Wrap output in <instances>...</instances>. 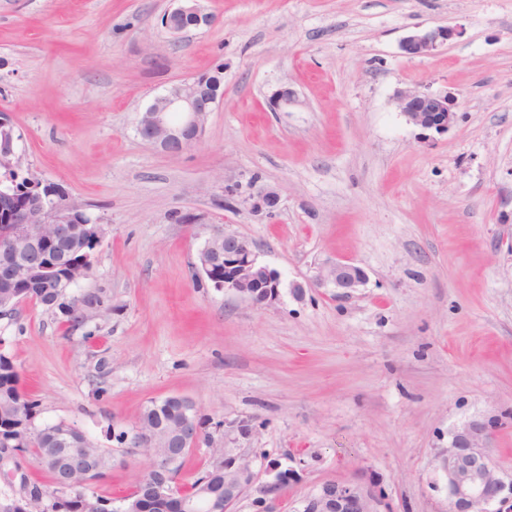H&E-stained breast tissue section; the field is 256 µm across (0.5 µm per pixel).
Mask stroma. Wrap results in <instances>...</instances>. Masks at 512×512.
<instances>
[{"mask_svg":"<svg viewBox=\"0 0 512 512\" xmlns=\"http://www.w3.org/2000/svg\"><path fill=\"white\" fill-rule=\"evenodd\" d=\"M199 4L214 24L175 37L173 0H0L19 168L111 227L69 290L89 301L77 317L30 302L0 316L35 424L101 448L92 489L117 499L150 468L121 433L181 396L208 434L181 478L215 448L256 475L233 512H262L272 464L289 475L277 512L330 482L364 487L378 512H448L449 430L488 423L512 472V0ZM419 26L463 34L412 57L401 43ZM219 60L224 99L200 141L170 156L143 140L152 99ZM283 86L296 103L272 111ZM415 89L457 97L448 132L407 122L397 97ZM254 181L279 191L272 217L251 213ZM217 230L256 243L281 276L274 303L197 274ZM338 260L367 274L352 296L311 285Z\"/></svg>","mask_w":512,"mask_h":512,"instance_id":"1","label":"stroma"}]
</instances>
